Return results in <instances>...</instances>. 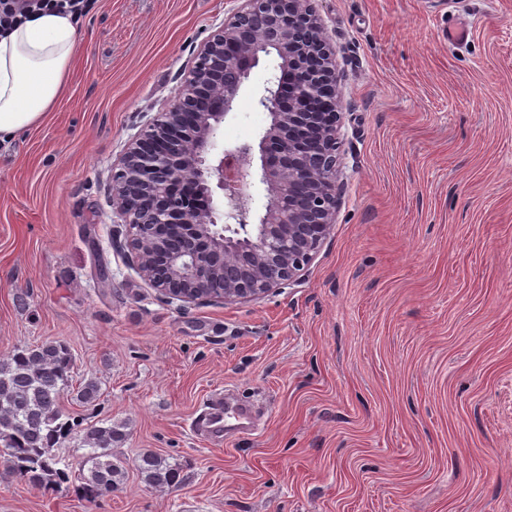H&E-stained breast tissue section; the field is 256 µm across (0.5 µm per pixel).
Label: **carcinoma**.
Returning a JSON list of instances; mask_svg holds the SVG:
<instances>
[{"instance_id":"carcinoma-1","label":"carcinoma","mask_w":512,"mask_h":512,"mask_svg":"<svg viewBox=\"0 0 512 512\" xmlns=\"http://www.w3.org/2000/svg\"><path fill=\"white\" fill-rule=\"evenodd\" d=\"M73 369L72 353L58 342L21 347L0 360V446L9 450L19 476L34 484L69 478V465L52 448L75 434L76 425L61 407ZM76 394L89 404L99 399L100 388L89 379L76 387ZM79 440L87 449L88 468L80 485L84 498L93 501L105 489L119 490L125 465L112 448L124 441V433L111 425L95 426L79 433ZM136 468L155 489L168 488L179 478L178 464L151 451L137 457Z\"/></svg>"}]
</instances>
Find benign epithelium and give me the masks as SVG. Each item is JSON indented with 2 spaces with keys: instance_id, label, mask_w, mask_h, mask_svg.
<instances>
[{
  "instance_id": "1",
  "label": "benign epithelium",
  "mask_w": 512,
  "mask_h": 512,
  "mask_svg": "<svg viewBox=\"0 0 512 512\" xmlns=\"http://www.w3.org/2000/svg\"><path fill=\"white\" fill-rule=\"evenodd\" d=\"M176 96L112 162L115 245L169 303L261 299L306 275L336 223V58L307 0H238ZM275 62L254 141L217 150L251 71ZM266 202L255 210L250 160Z\"/></svg>"
}]
</instances>
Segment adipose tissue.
I'll use <instances>...</instances> for the list:
<instances>
[{
    "label": "adipose tissue",
    "instance_id": "obj_1",
    "mask_svg": "<svg viewBox=\"0 0 512 512\" xmlns=\"http://www.w3.org/2000/svg\"><path fill=\"white\" fill-rule=\"evenodd\" d=\"M77 48V21L56 10L0 32V139L38 126L54 109Z\"/></svg>",
    "mask_w": 512,
    "mask_h": 512
}]
</instances>
